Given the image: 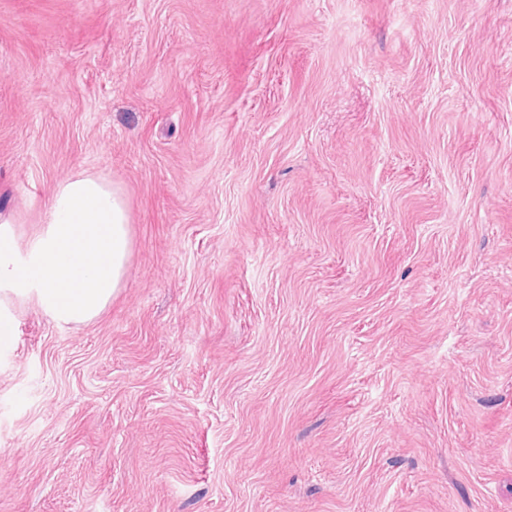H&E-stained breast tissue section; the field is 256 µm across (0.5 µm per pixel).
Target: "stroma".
<instances>
[{
	"mask_svg": "<svg viewBox=\"0 0 512 512\" xmlns=\"http://www.w3.org/2000/svg\"><path fill=\"white\" fill-rule=\"evenodd\" d=\"M130 212L0 355V512H512V0H0V207Z\"/></svg>",
	"mask_w": 512,
	"mask_h": 512,
	"instance_id": "1",
	"label": "stroma"
}]
</instances>
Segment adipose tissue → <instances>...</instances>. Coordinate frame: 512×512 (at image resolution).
Returning a JSON list of instances; mask_svg holds the SVG:
<instances>
[{"instance_id":"obj_1","label":"adipose tissue","mask_w":512,"mask_h":512,"mask_svg":"<svg viewBox=\"0 0 512 512\" xmlns=\"http://www.w3.org/2000/svg\"><path fill=\"white\" fill-rule=\"evenodd\" d=\"M21 212L0 210V354L19 334L16 311L35 305L56 324L97 318L121 288L131 252L128 204L105 175L59 182L28 234Z\"/></svg>"}]
</instances>
